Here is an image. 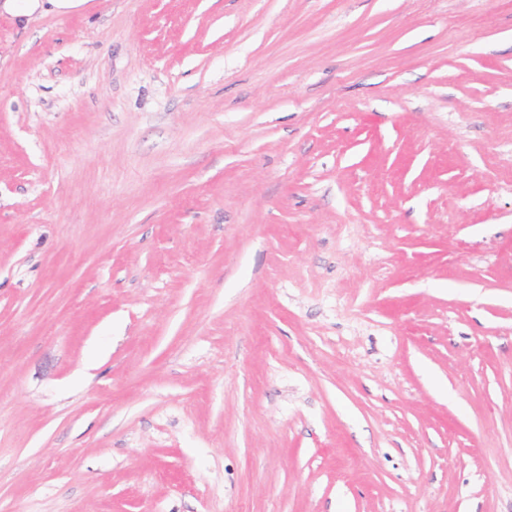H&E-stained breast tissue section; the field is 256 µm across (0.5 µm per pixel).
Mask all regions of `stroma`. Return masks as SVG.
<instances>
[{
  "instance_id": "35a3bbf8",
  "label": "stroma",
  "mask_w": 512,
  "mask_h": 512,
  "mask_svg": "<svg viewBox=\"0 0 512 512\" xmlns=\"http://www.w3.org/2000/svg\"><path fill=\"white\" fill-rule=\"evenodd\" d=\"M0 512H512V0L1 13Z\"/></svg>"
}]
</instances>
